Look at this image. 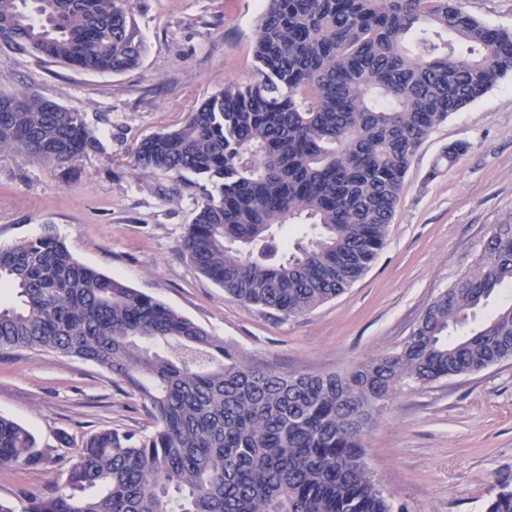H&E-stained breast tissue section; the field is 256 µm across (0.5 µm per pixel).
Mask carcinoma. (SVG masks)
Segmentation results:
<instances>
[{
    "label": "carcinoma",
    "instance_id": "obj_1",
    "mask_svg": "<svg viewBox=\"0 0 512 512\" xmlns=\"http://www.w3.org/2000/svg\"><path fill=\"white\" fill-rule=\"evenodd\" d=\"M132 0H0V44L100 73L138 66ZM256 78L206 97L143 138L133 166L201 180L181 243L241 303L305 315L357 281L384 248L405 174L438 125L512 72V29L464 0H264ZM19 100L20 112L5 111ZM0 95V157L69 168L103 150L84 114ZM289 224L312 236L276 258ZM0 350L105 368L136 392L148 433L104 428L50 492L0 512H405L366 461L370 425L404 389L512 358V221L494 224L465 274L422 313L400 349L340 373L251 366L157 299L73 257L46 232L0 246ZM505 298L476 325L493 295ZM48 458L0 416V467ZM485 512H512L502 488Z\"/></svg>",
    "mask_w": 512,
    "mask_h": 512
}]
</instances>
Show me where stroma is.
<instances>
[{
    "instance_id": "1",
    "label": "stroma",
    "mask_w": 512,
    "mask_h": 512,
    "mask_svg": "<svg viewBox=\"0 0 512 512\" xmlns=\"http://www.w3.org/2000/svg\"><path fill=\"white\" fill-rule=\"evenodd\" d=\"M263 0H136L145 45L123 73L89 72L0 46V95L38 94L84 113L102 152L70 172L23 153L0 158V246L52 230L80 262L193 320L251 364L334 373L400 348L423 311L512 216V73L438 126L413 157L385 246L341 296L283 317L244 305L179 251L200 189L134 174L142 137L181 122L225 83L253 75ZM467 145L453 165L438 157ZM0 416L30 430L51 463L0 468V499L46 493L75 448L103 428L148 432L138 395L101 366L23 350L0 354ZM367 461L408 512H485L512 485V359L404 390L377 415Z\"/></svg>"
}]
</instances>
